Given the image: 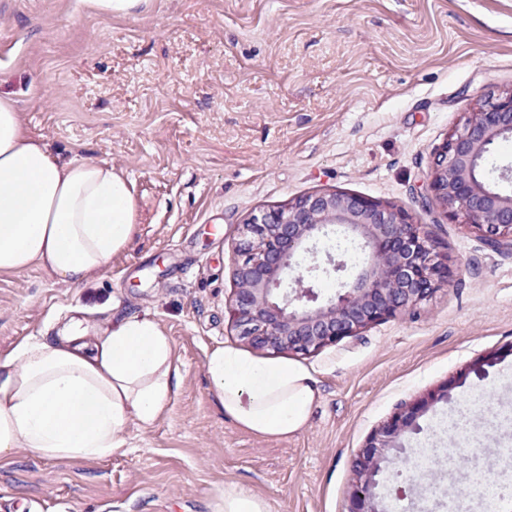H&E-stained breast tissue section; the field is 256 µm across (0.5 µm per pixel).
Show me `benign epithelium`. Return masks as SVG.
I'll return each instance as SVG.
<instances>
[{"label": "benign epithelium", "mask_w": 512, "mask_h": 512, "mask_svg": "<svg viewBox=\"0 0 512 512\" xmlns=\"http://www.w3.org/2000/svg\"><path fill=\"white\" fill-rule=\"evenodd\" d=\"M512 136V91L490 94L436 150L431 165L430 196L462 224H469L485 244L512 250V194L499 184L512 179V167L499 168L495 179L483 174L485 158L499 141ZM357 243L364 266L352 281L325 296L320 277L347 268L344 257L317 243L335 230ZM238 285L231 301L237 336L255 350L308 355L354 336L374 322L413 309L448 284L446 255L404 209L342 193H315L276 209L252 215L234 249ZM312 262L303 265L304 255ZM448 390L407 405L370 439L354 461L355 485L346 512H382L373 492L381 471L379 449L395 447L407 428Z\"/></svg>", "instance_id": "benign-epithelium-1"}]
</instances>
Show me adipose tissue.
<instances>
[{
	"instance_id": "ef3b65f1",
	"label": "adipose tissue",
	"mask_w": 512,
	"mask_h": 512,
	"mask_svg": "<svg viewBox=\"0 0 512 512\" xmlns=\"http://www.w3.org/2000/svg\"><path fill=\"white\" fill-rule=\"evenodd\" d=\"M136 221L122 174L104 163L59 162L0 98V274L39 262L80 281L124 251ZM17 357L0 363V455L24 446L46 457H108L129 421H156L177 374L169 338L145 315L92 341H28ZM207 370L225 415L261 437L300 432L318 398L314 378L295 364L220 347Z\"/></svg>"
}]
</instances>
